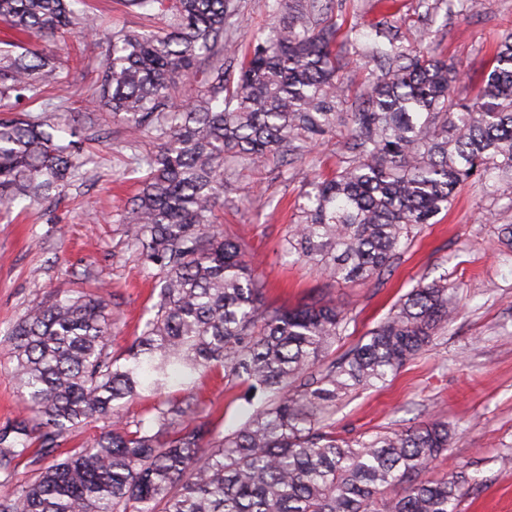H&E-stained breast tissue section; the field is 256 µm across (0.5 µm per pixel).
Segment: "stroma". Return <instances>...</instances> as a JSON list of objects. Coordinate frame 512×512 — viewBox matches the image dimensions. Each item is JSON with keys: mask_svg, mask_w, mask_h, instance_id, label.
<instances>
[{"mask_svg": "<svg viewBox=\"0 0 512 512\" xmlns=\"http://www.w3.org/2000/svg\"><path fill=\"white\" fill-rule=\"evenodd\" d=\"M233 4L234 52L224 63L235 68L247 48L246 32L269 18L257 0ZM399 9L404 44H417L421 33L430 31L437 53L465 71L454 87L463 101L471 97L491 47L512 30V0H471L466 15L441 12L433 19L418 0H399ZM106 49L101 34L52 47L69 86L52 117L90 127L99 136L79 176L57 199L0 210V424L25 409L13 377L8 332L29 306L59 291L110 287L112 353L119 356L140 336L159 300V271L146 268L131 249L123 222L140 185L135 160L150 152L153 142L83 95ZM342 144L341 134L328 135L311 158L293 164L284 180L266 167L231 171L229 200L218 207L219 220L252 253L265 304L293 308L322 299L348 312V334L330 348L332 360L384 318L421 276L447 275L460 310L446 334L385 387L342 396L333 426L338 435L353 437L394 423L446 421L456 429L454 444L431 464L429 477L467 464L470 487L458 512H512V466L499 462L512 454V256L501 252L495 233L496 225L512 224V186L499 185L493 193L464 187L439 223L418 229L381 280L337 283L311 265L293 262L282 245L312 169L333 167ZM188 395L197 400L200 420L225 433L250 412L244 387L218 369L191 384H173L164 396L144 394L126 408L125 417L139 419L160 398Z\"/></svg>", "mask_w": 512, "mask_h": 512, "instance_id": "obj_1", "label": "stroma"}]
</instances>
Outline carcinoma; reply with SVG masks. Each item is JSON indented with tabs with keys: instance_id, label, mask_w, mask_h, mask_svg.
I'll return each instance as SVG.
<instances>
[{
	"instance_id": "obj_1",
	"label": "carcinoma",
	"mask_w": 512,
	"mask_h": 512,
	"mask_svg": "<svg viewBox=\"0 0 512 512\" xmlns=\"http://www.w3.org/2000/svg\"><path fill=\"white\" fill-rule=\"evenodd\" d=\"M157 32L112 33L89 99L157 149L125 215L143 263L163 274L159 302L123 358L112 355L106 296L58 293L30 306L9 335L26 411L0 427V512H457L462 471L423 478L452 447L440 420L336 435V400L386 384L458 315L448 276L422 277L339 360L320 368L348 330L320 300L264 304L244 244L213 220L233 167L292 164L344 129L336 167L312 173L283 248L335 282L379 280L414 230L437 223L474 182L512 185V31L492 51L471 101L454 98L458 71L399 40L395 14L368 33L337 22L334 0H259L277 19L252 36L238 76L224 69L230 0H125ZM84 0H0V25L50 44L83 37ZM0 102L45 107L65 83L56 57L6 39ZM372 66L351 89L354 65ZM199 78L186 107L173 102ZM43 116L0 117V207L61 193L84 165L80 130L55 141ZM222 367L261 393L226 435L194 418V398L167 399L148 420L122 411L144 392ZM106 427L51 465L68 431ZM26 461L34 479L12 481Z\"/></svg>"
}]
</instances>
